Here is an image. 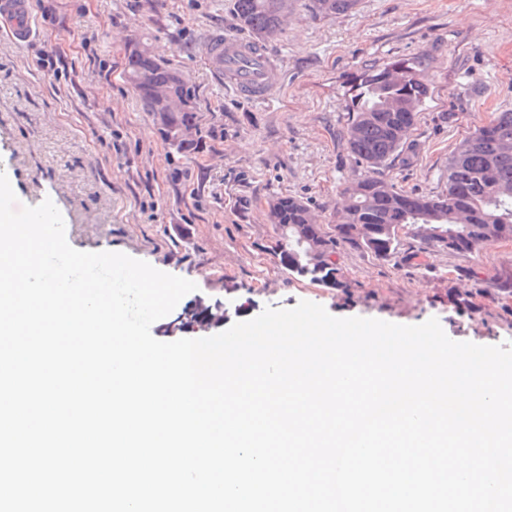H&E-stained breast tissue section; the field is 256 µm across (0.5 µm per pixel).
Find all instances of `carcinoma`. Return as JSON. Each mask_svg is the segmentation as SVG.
I'll list each match as a JSON object with an SVG mask.
<instances>
[{"mask_svg":"<svg viewBox=\"0 0 512 512\" xmlns=\"http://www.w3.org/2000/svg\"><path fill=\"white\" fill-rule=\"evenodd\" d=\"M357 0H313L319 14H341ZM238 19L258 40L277 35L281 26L282 0H237ZM129 83L143 109L155 112L149 87L170 85L174 94L190 102L183 112H171L161 125L167 140L177 129L195 120V96L177 72L160 60L140 64L127 57ZM428 98V85L412 59H398L381 69L367 70L352 87L347 149L369 174L341 187L337 223L347 225L338 236H327L321 265L296 266L292 237L280 236L284 249L280 260L288 273L327 288L339 284V269L331 260L339 244L389 259L398 253L400 239L391 236L393 224L429 225L442 237L422 236L430 247L472 252L498 239L512 240V112H500L486 126L464 139L448 158V188L435 196L404 193L381 176L391 161L404 152L405 135L414 125L416 112ZM311 216L299 199L280 198L270 210L274 225L308 224Z\"/></svg>","mask_w":512,"mask_h":512,"instance_id":"obj_1","label":"carcinoma"}]
</instances>
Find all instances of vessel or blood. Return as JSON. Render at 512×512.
I'll return each mask as SVG.
<instances>
[{
	"instance_id": "obj_1",
	"label": "vessel or blood",
	"mask_w": 512,
	"mask_h": 512,
	"mask_svg": "<svg viewBox=\"0 0 512 512\" xmlns=\"http://www.w3.org/2000/svg\"><path fill=\"white\" fill-rule=\"evenodd\" d=\"M0 21L8 25L16 44L27 43L35 33L28 0H0ZM205 52L213 71L224 75L239 98L266 99L279 82L274 59L253 41L214 33Z\"/></svg>"
}]
</instances>
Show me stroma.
Returning a JSON list of instances; mask_svg holds the SVG:
<instances>
[{"instance_id":"1","label":"stroma","mask_w":512,"mask_h":512,"mask_svg":"<svg viewBox=\"0 0 512 512\" xmlns=\"http://www.w3.org/2000/svg\"><path fill=\"white\" fill-rule=\"evenodd\" d=\"M31 12L37 36L25 46L0 26V167L20 204L51 190L73 248L121 252L195 282L178 311L220 304L228 327L306 300L339 318L434 317L452 340L512 343V294L498 290L512 275V240L458 254L405 234L387 260L342 246L332 289L264 250L277 198L335 224L340 186L366 173L346 148L350 89L397 59L420 62L429 97L406 136L409 164L385 175L409 194L445 191L449 154L512 112V0H360L327 16L288 0L267 43L280 81L260 102L236 97L204 57L211 33L247 37L236 0H32ZM134 39L196 96L189 153L161 137L125 80ZM51 48L49 70L40 58ZM410 251L417 264L404 262Z\"/></svg>"}]
</instances>
